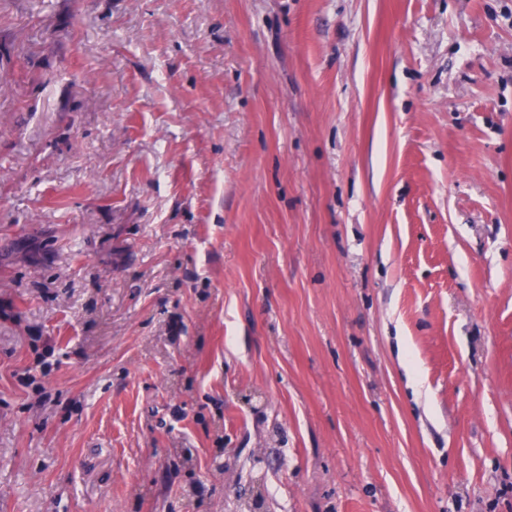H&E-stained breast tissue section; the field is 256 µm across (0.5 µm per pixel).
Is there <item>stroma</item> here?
I'll return each mask as SVG.
<instances>
[{
  "mask_svg": "<svg viewBox=\"0 0 512 512\" xmlns=\"http://www.w3.org/2000/svg\"><path fill=\"white\" fill-rule=\"evenodd\" d=\"M512 512V0H0V512Z\"/></svg>",
  "mask_w": 512,
  "mask_h": 512,
  "instance_id": "stroma-1",
  "label": "stroma"
}]
</instances>
